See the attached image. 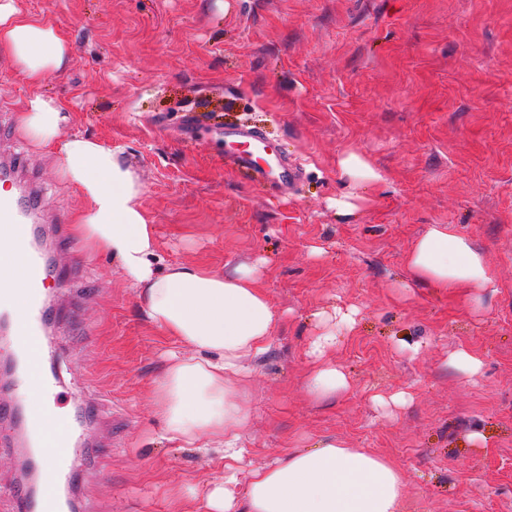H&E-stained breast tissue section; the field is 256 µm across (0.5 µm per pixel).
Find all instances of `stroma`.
<instances>
[{"instance_id":"obj_1","label":"stroma","mask_w":512,"mask_h":512,"mask_svg":"<svg viewBox=\"0 0 512 512\" xmlns=\"http://www.w3.org/2000/svg\"><path fill=\"white\" fill-rule=\"evenodd\" d=\"M70 46L63 71L31 86L0 63V124L31 95L61 103L64 136L133 165L155 229L156 262L218 272L246 260L277 316L253 364L244 445L261 465L333 439L395 459L403 512H512V0H17ZM265 128L300 162L290 187L257 186L229 162L218 129ZM35 168L44 213L74 217L79 189L56 148L15 138ZM366 156L377 183L352 185L339 160ZM358 197L350 215L336 197ZM445 224L483 253L491 283L462 296L404 279L405 258ZM80 289L50 281L81 324L53 337L64 416L100 401L105 421L67 464L62 498L87 512H193L224 475L221 449L163 439L151 391L169 337L142 313L118 264L82 239ZM351 314L326 362L348 381L312 399V336ZM478 358L476 373L453 355Z\"/></svg>"}]
</instances>
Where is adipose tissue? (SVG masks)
Listing matches in <instances>:
<instances>
[{"instance_id":"obj_1","label":"adipose tissue","mask_w":512,"mask_h":512,"mask_svg":"<svg viewBox=\"0 0 512 512\" xmlns=\"http://www.w3.org/2000/svg\"><path fill=\"white\" fill-rule=\"evenodd\" d=\"M69 52L53 27L23 15L17 0H0V61L37 85L64 68ZM64 121L63 106L40 95L16 114L20 136L37 148L57 147L62 178L80 189L86 206L77 215V233L118 262L146 317L175 342L152 389V408L169 438L224 449V479L206 492L203 512H402L397 463L333 439L251 469L244 489H237L245 461L238 442L250 423L242 396L245 363L267 351L275 325L256 269L241 263L228 272L195 265L158 271L137 175L112 148L64 136ZM2 256L10 262L0 266V305L25 312L29 276L3 232ZM405 269L410 281L446 290L490 282L482 252L444 224L430 226L414 243Z\"/></svg>"}]
</instances>
